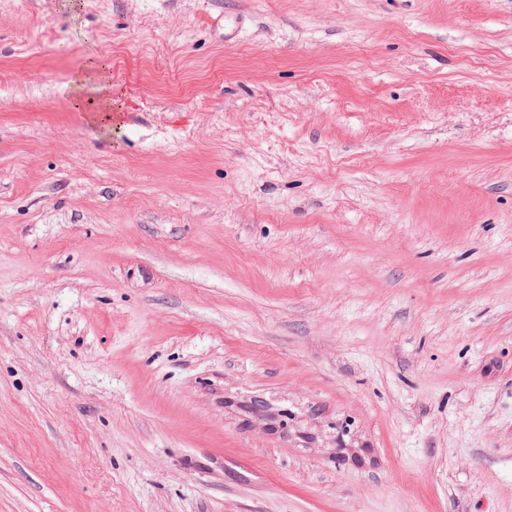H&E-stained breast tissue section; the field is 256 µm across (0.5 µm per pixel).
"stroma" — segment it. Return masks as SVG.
Masks as SVG:
<instances>
[{"mask_svg": "<svg viewBox=\"0 0 512 512\" xmlns=\"http://www.w3.org/2000/svg\"><path fill=\"white\" fill-rule=\"evenodd\" d=\"M0 512H512V0H0Z\"/></svg>", "mask_w": 512, "mask_h": 512, "instance_id": "1", "label": "stroma"}]
</instances>
